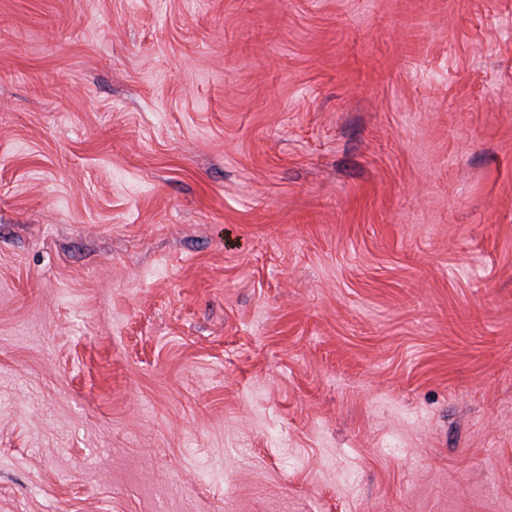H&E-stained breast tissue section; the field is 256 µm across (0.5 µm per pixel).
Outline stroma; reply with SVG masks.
Listing matches in <instances>:
<instances>
[{
	"mask_svg": "<svg viewBox=\"0 0 512 512\" xmlns=\"http://www.w3.org/2000/svg\"><path fill=\"white\" fill-rule=\"evenodd\" d=\"M0 512H512V0H0Z\"/></svg>",
	"mask_w": 512,
	"mask_h": 512,
	"instance_id": "1",
	"label": "stroma"
}]
</instances>
